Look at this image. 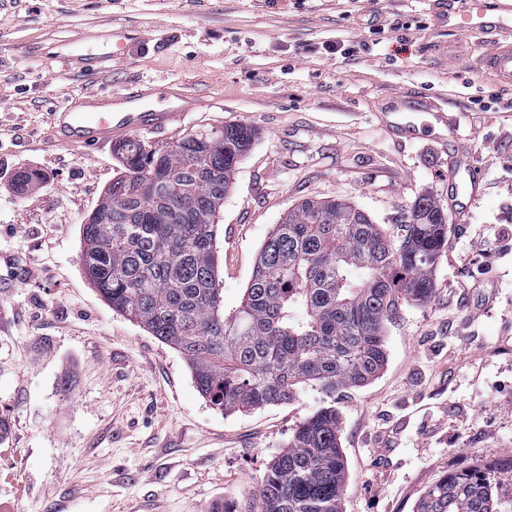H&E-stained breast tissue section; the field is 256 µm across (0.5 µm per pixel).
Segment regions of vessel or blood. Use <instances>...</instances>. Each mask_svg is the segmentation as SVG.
Here are the masks:
<instances>
[{"mask_svg": "<svg viewBox=\"0 0 512 512\" xmlns=\"http://www.w3.org/2000/svg\"><path fill=\"white\" fill-rule=\"evenodd\" d=\"M435 26L452 33L477 36L482 48L480 63L502 83H512V0H471L468 12H460L456 0H427ZM143 37L135 29L109 27L80 30L72 38L55 47L54 56L78 63L80 72L106 79L117 63L122 62L132 47ZM149 92L139 88L123 95L124 111H113V98L90 91L67 102L52 114L51 135L55 144L91 150L111 143L135 127L163 129L180 121L188 101L165 110L147 107ZM389 111L378 114L379 123L400 139H413L419 112H426L421 100L407 95L390 99ZM428 114L430 127L447 131L453 142L455 179L450 188L459 206L458 219L479 191L480 175L463 142H460V117L449 112Z\"/></svg>", "mask_w": 512, "mask_h": 512, "instance_id": "vessel-or-blood-1", "label": "vessel or blood"}]
</instances>
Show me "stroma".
Listing matches in <instances>:
<instances>
[{
	"mask_svg": "<svg viewBox=\"0 0 512 512\" xmlns=\"http://www.w3.org/2000/svg\"><path fill=\"white\" fill-rule=\"evenodd\" d=\"M424 0H0V504L9 512H257L264 472L299 423L335 407L343 512H413L444 474L512 462V86ZM132 26L144 41L104 81L39 54L75 31ZM154 83L149 104L194 100L150 145L246 122L258 138L224 199L216 245L225 312L259 250L300 201L343 199L395 231L416 197L448 200L440 131L399 142L374 114L422 94L466 113L483 176L465 229L448 226L434 293L385 324L388 360L361 387L301 388L224 413L188 361L113 312L87 279L80 229L120 168L112 146L53 147L55 107L90 90ZM38 181L19 190L20 171Z\"/></svg>",
	"mask_w": 512,
	"mask_h": 512,
	"instance_id": "1",
	"label": "stroma"
}]
</instances>
